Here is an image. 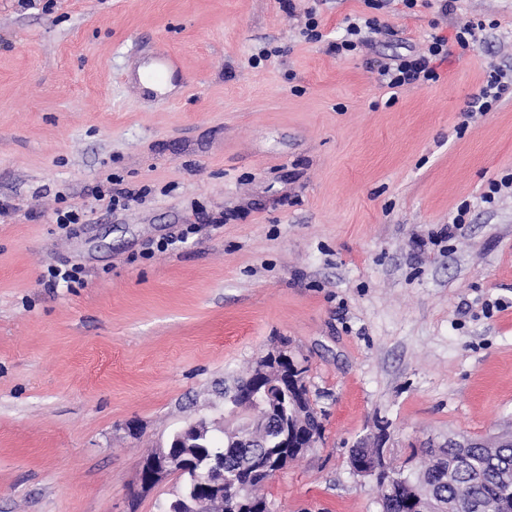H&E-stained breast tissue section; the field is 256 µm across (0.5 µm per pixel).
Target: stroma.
<instances>
[{
	"label": "stroma",
	"mask_w": 512,
	"mask_h": 512,
	"mask_svg": "<svg viewBox=\"0 0 512 512\" xmlns=\"http://www.w3.org/2000/svg\"><path fill=\"white\" fill-rule=\"evenodd\" d=\"M366 12L0 0V512H165L181 484L139 494L142 459L200 419L245 423L224 382L275 348L303 362L324 425L266 484L276 512H381L349 463L377 423L407 470L512 423V195L482 199L512 170V92L467 115L512 64V0H392L373 47L336 56ZM469 19L498 27L451 46L439 82L379 86L400 44ZM158 53L177 60L161 94L136 77ZM106 184L134 192L127 209L102 206ZM70 205L85 216L60 227ZM72 264L79 281L48 284ZM512 85V66L497 67L487 76L486 83L480 89L470 105L468 116L483 115L490 112Z\"/></svg>",
	"instance_id": "35a3bbf8"
}]
</instances>
